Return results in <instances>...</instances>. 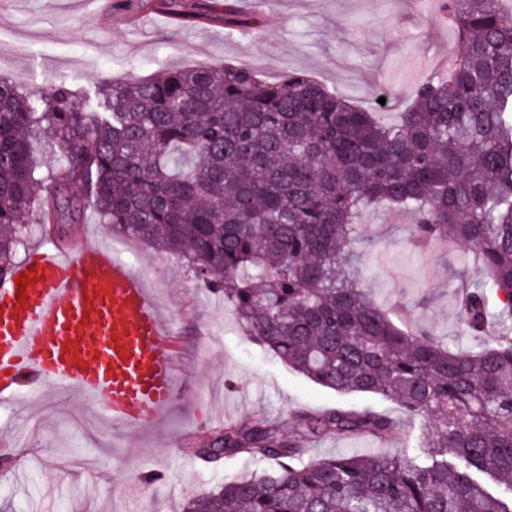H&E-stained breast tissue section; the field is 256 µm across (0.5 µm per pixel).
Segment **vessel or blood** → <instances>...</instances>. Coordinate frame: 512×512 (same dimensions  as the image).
Segmentation results:
<instances>
[{
    "instance_id": "vessel-or-blood-1",
    "label": "vessel or blood",
    "mask_w": 512,
    "mask_h": 512,
    "mask_svg": "<svg viewBox=\"0 0 512 512\" xmlns=\"http://www.w3.org/2000/svg\"><path fill=\"white\" fill-rule=\"evenodd\" d=\"M174 334L147 278L110 248L36 253L0 281V403L52 386L113 425L154 429L179 384Z\"/></svg>"
}]
</instances>
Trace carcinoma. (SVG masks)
I'll return each mask as SVG.
<instances>
[{"label": "carcinoma", "mask_w": 512, "mask_h": 512, "mask_svg": "<svg viewBox=\"0 0 512 512\" xmlns=\"http://www.w3.org/2000/svg\"><path fill=\"white\" fill-rule=\"evenodd\" d=\"M441 0L460 51L420 83L392 126L299 71L266 81L232 62L104 85L99 108L64 85L22 92L0 79V278L16 265L23 213L64 243L92 209L119 232L184 259L233 306L239 327L289 368L338 394L394 401L320 413L294 431L244 419L211 436L217 461L250 453L275 468L236 478L184 512H512V9ZM251 21L224 7V27ZM60 153L39 172L30 152ZM408 210L421 242L471 248L488 280L456 302L452 350L397 325L355 275L360 217ZM403 448L308 456L327 435Z\"/></svg>", "instance_id": "cac0c4a2"}]
</instances>
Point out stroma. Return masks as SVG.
Returning a JSON list of instances; mask_svg holds the SVG:
<instances>
[{"mask_svg": "<svg viewBox=\"0 0 512 512\" xmlns=\"http://www.w3.org/2000/svg\"><path fill=\"white\" fill-rule=\"evenodd\" d=\"M233 4L251 26L227 31ZM0 38L12 43L9 68L28 88L64 83L96 96L103 82L230 61L275 79L299 70L390 124L419 83L435 77L432 59L456 50L455 35L416 0H0ZM368 247L359 267L372 299L398 323L425 325L454 349L472 348L455 312L462 287L484 274L466 247L416 243L412 215L368 207ZM126 260L149 282L179 333L185 379L153 430L113 432L98 408L46 389L22 391L0 408V512H182L185 502L224 481L271 463L248 454L201 463L195 448L213 431L245 417L287 423L296 408L318 412L373 402L311 382L244 336L231 307L195 278L182 259L130 239ZM365 437H330L312 445L318 457L376 454L405 447ZM159 468L164 480L143 484Z\"/></svg>", "mask_w": 512, "mask_h": 512, "instance_id": "1", "label": "stroma"}]
</instances>
